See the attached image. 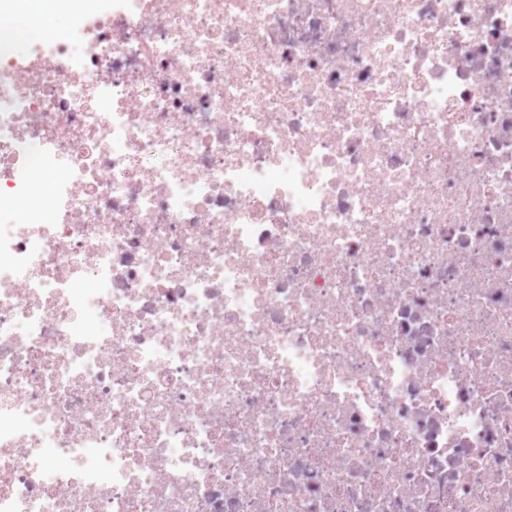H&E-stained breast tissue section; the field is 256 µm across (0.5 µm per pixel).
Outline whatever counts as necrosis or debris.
<instances>
[{
  "instance_id": "1",
  "label": "necrosis or debris",
  "mask_w": 512,
  "mask_h": 512,
  "mask_svg": "<svg viewBox=\"0 0 512 512\" xmlns=\"http://www.w3.org/2000/svg\"><path fill=\"white\" fill-rule=\"evenodd\" d=\"M77 39L0 50V512H512V0Z\"/></svg>"
}]
</instances>
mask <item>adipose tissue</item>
Here are the masks:
<instances>
[{"instance_id": "obj_1", "label": "adipose tissue", "mask_w": 512, "mask_h": 512, "mask_svg": "<svg viewBox=\"0 0 512 512\" xmlns=\"http://www.w3.org/2000/svg\"><path fill=\"white\" fill-rule=\"evenodd\" d=\"M80 8L65 9L58 0H15L13 23L5 35L10 42H30L47 30L67 36Z\"/></svg>"}]
</instances>
